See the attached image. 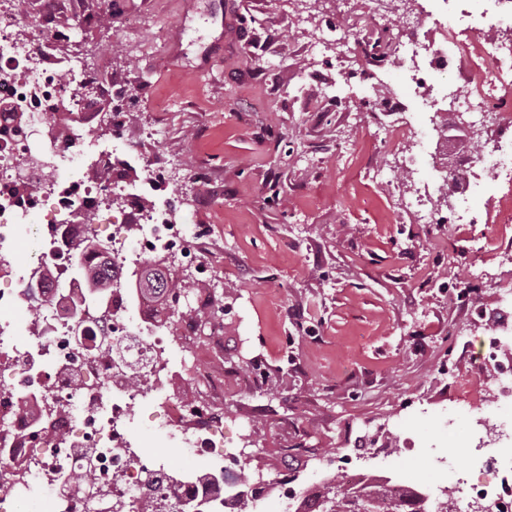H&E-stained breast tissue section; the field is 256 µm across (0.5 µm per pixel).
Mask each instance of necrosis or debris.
<instances>
[{
  "label": "necrosis or debris",
  "mask_w": 512,
  "mask_h": 512,
  "mask_svg": "<svg viewBox=\"0 0 512 512\" xmlns=\"http://www.w3.org/2000/svg\"><path fill=\"white\" fill-rule=\"evenodd\" d=\"M367 40L381 30L384 10L416 16L417 25L392 44L396 59L409 72L407 92L442 117V103L474 118L492 113L498 132L484 142L480 160L461 162L431 182L412 181L408 206L420 223L445 229L476 224L479 216L465 203L450 211L432 204L434 194H457L459 183L473 187L498 178L512 163V0H364ZM19 0H0V310H38L19 325L0 321V512H24L27 492L39 485L46 494L40 512H93L91 501L75 493L61 495V484L85 467L94 453L93 484L101 507L141 512L152 497L163 507L179 503L189 512H238L236 491L227 481L224 410L226 392L254 393L259 372L197 366L192 377L172 363L175 352L195 358L202 333L220 335V324L202 329L197 313L218 300L216 278L202 258L212 236L207 224H182L169 203L170 157L141 155L127 135L128 114L122 92L107 93L98 72L80 55H56L66 32L42 12L28 29L14 19ZM480 65L475 93H457L451 80L469 57ZM111 95L109 108L97 101ZM397 97L373 102L368 127L372 144L399 146L412 128L391 119ZM116 148L100 155L105 180L66 175L68 162L84 153L101 134ZM124 223H112L114 206ZM39 217L36 251L24 266L11 256L19 224ZM94 239L107 253L121 279L136 280L145 263L172 264L202 282L191 296V313L170 310L133 293L113 289L106 307L84 302L82 280L70 274L71 243ZM508 327L489 329L476 367L494 365V377L479 374L470 383L483 415L478 425L492 426L493 445L480 446L472 459L473 477L451 502L456 512H512V474L500 471V459L512 440V345L501 341ZM123 343L140 364V381L127 383L103 343ZM154 415L170 446L186 457L178 483L165 481L166 467L145 447L136 430V411Z\"/></svg>",
  "instance_id": "4bbe7bcc"
}]
</instances>
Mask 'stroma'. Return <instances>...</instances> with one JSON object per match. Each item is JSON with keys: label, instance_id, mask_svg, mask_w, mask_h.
<instances>
[{"label": "stroma", "instance_id": "35a3bbf8", "mask_svg": "<svg viewBox=\"0 0 512 512\" xmlns=\"http://www.w3.org/2000/svg\"><path fill=\"white\" fill-rule=\"evenodd\" d=\"M99 3L111 8V30L90 17L74 45L104 85L137 89L134 125L158 130L137 148L210 171L199 200L183 175L170 188L188 200L186 223L213 226L202 252L224 281V333L198 352L262 359L271 372L252 398L225 394L227 447L272 479L279 449L295 436L351 456L357 436L382 425L420 444L387 462L418 490L447 482L437 463L444 455L467 478L476 427L465 415L451 430L442 420L468 403L449 388L447 367L464 379L470 365L446 336L453 327L477 342L486 332L467 302L449 300L440 285L470 281L512 238L494 224H456L445 247L433 249L404 200L373 180L374 167L400 169L413 152L416 177L432 172L430 157L417 152L428 123L420 104L402 100L398 118L412 121L417 136L400 152L364 149L371 115L356 107L362 84L346 79L334 52L313 54L336 0H319L305 26L295 20L297 0ZM286 147L289 163L275 165ZM274 184L281 202L271 207ZM405 397L423 400L422 411H402Z\"/></svg>", "mask_w": 512, "mask_h": 512}]
</instances>
